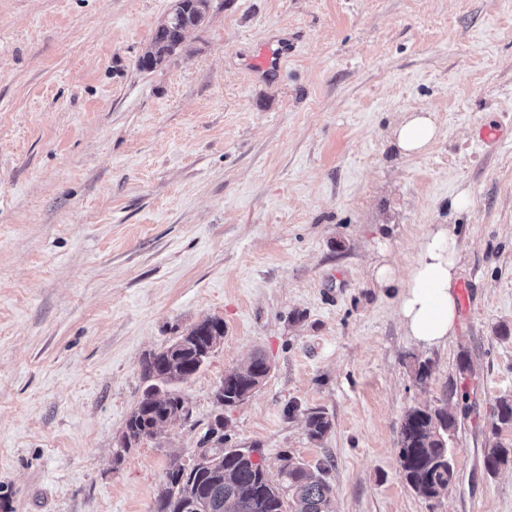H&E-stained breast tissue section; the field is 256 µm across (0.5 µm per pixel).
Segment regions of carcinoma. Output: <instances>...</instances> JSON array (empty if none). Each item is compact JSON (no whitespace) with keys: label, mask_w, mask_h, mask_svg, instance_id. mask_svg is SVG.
Here are the masks:
<instances>
[{"label":"carcinoma","mask_w":512,"mask_h":512,"mask_svg":"<svg viewBox=\"0 0 512 512\" xmlns=\"http://www.w3.org/2000/svg\"><path fill=\"white\" fill-rule=\"evenodd\" d=\"M208 0H177L167 25L154 31L149 48L139 59V68L151 70L175 54L185 34L203 22ZM194 347L175 354L165 348L147 360L145 375L152 380L130 413L122 438L124 449L156 436L158 420L188 416L186 401L171 383H183L197 373L216 348L213 337L224 336V324L206 318L188 332ZM268 369L267 358L254 354L249 363L224 374L220 405L233 407ZM512 427V399L498 400L493 429ZM309 435L323 438L331 421L322 411L307 417ZM455 418L446 407L414 406L404 415L399 431V459L404 480L418 496L431 500L444 495L455 480L448 453V436ZM212 442L207 448L210 465L193 463L173 466L164 488L157 494L152 512H333L332 495L324 478L328 464L312 470L288 453L281 457L278 483L271 481L260 463L252 459L254 448L224 447V418L217 417L204 435ZM486 470L494 474L512 466V448H491L484 457Z\"/></svg>","instance_id":"obj_1"}]
</instances>
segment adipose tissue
<instances>
[{
  "mask_svg": "<svg viewBox=\"0 0 512 512\" xmlns=\"http://www.w3.org/2000/svg\"><path fill=\"white\" fill-rule=\"evenodd\" d=\"M438 133L429 112H407L392 130L397 147L406 154L428 149ZM461 247L454 227L437 224L420 245L419 259L407 275L390 264L372 269L375 283L382 288L399 287L398 314L406 335L417 344H446L456 331Z\"/></svg>",
  "mask_w": 512,
  "mask_h": 512,
  "instance_id": "ef3b65f1",
  "label": "adipose tissue"
}]
</instances>
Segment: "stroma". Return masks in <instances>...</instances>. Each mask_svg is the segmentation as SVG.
I'll return each mask as SVG.
<instances>
[{
	"instance_id": "obj_1",
	"label": "stroma",
	"mask_w": 512,
	"mask_h": 512,
	"mask_svg": "<svg viewBox=\"0 0 512 512\" xmlns=\"http://www.w3.org/2000/svg\"><path fill=\"white\" fill-rule=\"evenodd\" d=\"M170 7L0 0V512H151L219 415L271 480L285 453L330 461L334 512H512V467L483 465L512 448L491 430L512 397V0H209L141 70ZM279 39V76L242 68ZM406 112L435 116L424 154L393 142ZM436 224L456 229L466 299L423 347L371 268L408 274ZM208 317L224 338L179 386L188 417L121 448L149 354ZM256 352L269 375L221 408L217 383ZM442 404L456 480L426 500L400 423Z\"/></svg>"
}]
</instances>
